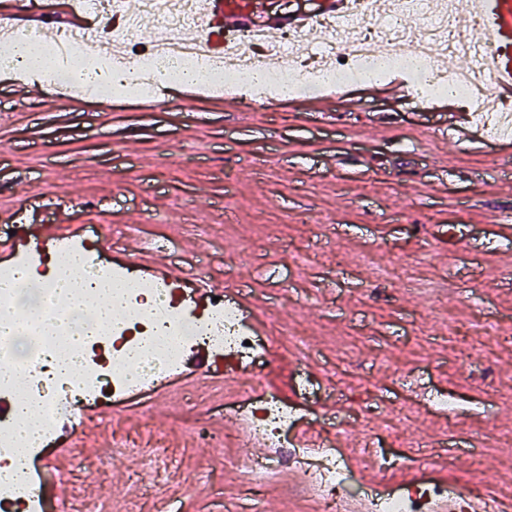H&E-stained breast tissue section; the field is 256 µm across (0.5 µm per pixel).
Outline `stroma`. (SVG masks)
Instances as JSON below:
<instances>
[{"label":"stroma","instance_id":"1","mask_svg":"<svg viewBox=\"0 0 512 512\" xmlns=\"http://www.w3.org/2000/svg\"><path fill=\"white\" fill-rule=\"evenodd\" d=\"M0 74V241L34 258L35 241L54 252L67 224H93L106 262L123 245L152 249L181 283L206 279L229 289L248 319H260L281 356L264 381L298 398L308 378L335 395L373 379L392 403L445 389L462 398L455 429L442 417L408 422L419 441L442 439L457 459L431 457L427 477L512 494V460L496 450L471 468L474 436L512 430V145L490 140L470 116L460 131L447 112L401 94L346 87L320 111L312 94L258 109L247 100L186 102L174 91L152 111L52 102L23 93ZM67 224H59L60 215ZM391 248L411 264L413 282L361 263ZM305 336L292 359L284 328ZM466 337L470 363L452 358ZM354 339L352 361L339 348ZM401 370L403 383L392 379ZM242 384L209 375L153 391L79 428L73 448L102 479L70 484L99 512H239L238 472L225 457L224 398ZM205 427L201 442L194 427ZM131 457L103 466L118 435ZM282 475L259 496L265 512H314Z\"/></svg>","mask_w":512,"mask_h":512}]
</instances>
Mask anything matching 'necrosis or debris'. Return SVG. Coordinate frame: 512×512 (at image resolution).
<instances>
[{
	"mask_svg": "<svg viewBox=\"0 0 512 512\" xmlns=\"http://www.w3.org/2000/svg\"><path fill=\"white\" fill-rule=\"evenodd\" d=\"M76 7L84 24L78 29L57 28L52 39L55 52L66 53L68 69L82 66L90 53L96 66L107 70L113 65V46H120L122 66L140 73L137 94L144 98L152 97L158 85L160 64L171 59L195 68L200 84L213 91L243 87L262 104L280 88L323 92L364 76L378 62L401 72L405 61L415 58L422 64L420 71L410 73V87L417 98L431 101L436 89L442 88L477 113L487 134L499 137L507 128L500 117L507 101L494 97L491 73L477 78L444 67L446 58L464 50V30L489 27L485 11L460 14L453 0H396L395 7L384 14L374 10L372 0H351L349 11L341 18L320 19L325 37L319 48L307 52L301 49L303 34L292 29L281 30L271 43L254 33L231 31L224 39L240 48L238 61L209 51L207 34L199 29L196 0H139V15L152 21L147 29L141 28L138 16L128 14L125 0H77ZM188 28L197 30L196 39L180 43V35ZM259 67L266 69L268 83H245V72ZM115 277L135 282L126 295L125 315L122 322L92 341L82 342L74 335L87 317L83 311L65 316L55 335L28 336L26 351H18L16 339L0 341L1 358L28 368L25 395L39 401L42 409V437L32 442L29 462L41 460L45 448L55 445L59 420L70 403H99L152 387L176 373L184 356L197 346H206L215 359L223 361L228 375L247 366L260 373L271 366L267 339L249 327L240 307L222 299L202 313L192 309L186 297L176 296L171 285L132 278L127 268ZM162 331L175 336V345L151 351L136 373L127 372L120 364L125 351ZM96 350L111 351V372L91 361ZM58 354L77 358L78 379L64 382L50 371L51 360ZM415 411L407 402L385 406L370 395L349 396L344 404L346 421L362 422L376 416L381 418L382 428L358 442L356 448L345 450L337 447L335 432L318 437L298 431L300 416L295 404L278 392L253 388L245 400L225 401L224 417L251 441L274 449L275 454L267 458L239 454L229 457L226 464L255 489L282 473L297 474L320 512H349L355 502L364 512H435L447 503L452 504V512H472L469 490L442 482L403 480L407 469L423 467L430 459L426 449L404 454L392 448L400 436L399 423ZM15 446L13 418H0V512H12L16 507L29 512L33 502L32 471L16 479L7 475ZM365 458L372 459L376 468L377 485L372 489L365 487L360 476V462Z\"/></svg>",
	"mask_w": 512,
	"mask_h": 512,
	"instance_id": "necrosis-or-debris-1",
	"label": "necrosis or debris"
}]
</instances>
